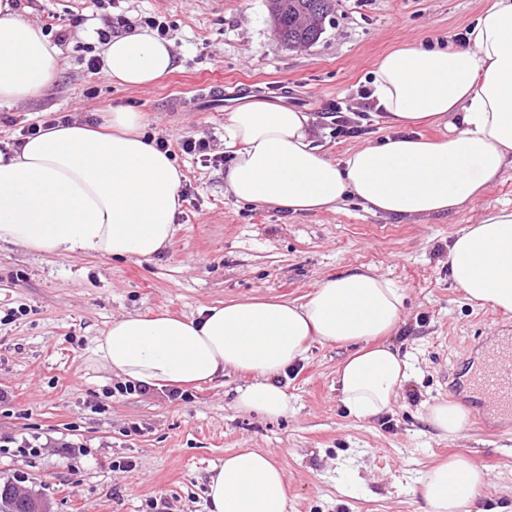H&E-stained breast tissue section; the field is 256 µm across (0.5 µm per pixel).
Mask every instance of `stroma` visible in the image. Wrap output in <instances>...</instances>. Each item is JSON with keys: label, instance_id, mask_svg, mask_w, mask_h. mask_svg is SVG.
Wrapping results in <instances>:
<instances>
[{"label": "stroma", "instance_id": "35a3bbf8", "mask_svg": "<svg viewBox=\"0 0 512 512\" xmlns=\"http://www.w3.org/2000/svg\"><path fill=\"white\" fill-rule=\"evenodd\" d=\"M494 0H335L320 39L291 50L274 34L267 0H31L22 16L56 36L81 17L59 51L54 85L34 100L0 104V146L23 127L69 116L94 127L117 107L139 112L146 133L176 140L208 136L224 151L232 101L178 111L199 83L254 89L260 100L308 112L313 139L339 160L389 133L374 118L355 138L332 134L324 106L357 111L359 86L376 59L403 40L448 42ZM132 27L167 22L174 71L133 88L87 71L101 54L97 31L109 16ZM182 211L172 244L149 260L56 257L0 245V485L32 493L49 512H207L209 469L228 453H273L288 483V512H423L422 473L463 453L487 480L470 512H512V427L482 425L466 388L492 337L512 336V313L466 300L448 273V246L488 211L512 206V168L469 208L403 220L349 202L333 211L290 214L240 202L224 169L181 152ZM370 269L405 294L399 329L388 339L410 365L389 411L357 417L336 384L348 345L311 342L281 378L294 407L269 420L237 411L235 373L195 388L187 400L165 388L122 392L120 378L93 366L91 350L113 319L134 313L198 316L235 297L301 299L325 279ZM449 401L468 422L453 439L426 420ZM39 437L37 454L7 440Z\"/></svg>", "mask_w": 512, "mask_h": 512}]
</instances>
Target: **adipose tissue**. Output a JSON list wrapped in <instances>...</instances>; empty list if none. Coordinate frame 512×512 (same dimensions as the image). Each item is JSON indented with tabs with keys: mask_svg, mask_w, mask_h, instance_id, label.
Returning <instances> with one entry per match:
<instances>
[{
	"mask_svg": "<svg viewBox=\"0 0 512 512\" xmlns=\"http://www.w3.org/2000/svg\"><path fill=\"white\" fill-rule=\"evenodd\" d=\"M104 74L147 87L173 65L171 45L145 32L112 37ZM61 67L58 49L0 0V104L44 94ZM370 88L390 133L380 143L328 158L312 139L311 118L268 102L224 116V172L239 201L293 214L333 210L355 199L366 211L427 218L472 205L512 167V0H494L463 46L407 40L383 55ZM459 128L436 140L424 124ZM183 173L146 136L141 116L115 109L100 128L75 121L43 129L0 151V242L40 254L152 258L176 232ZM448 270L466 298L512 312V208L487 212L448 247ZM404 292L372 270L324 280L302 303L254 296L204 308L198 317L128 314L96 340L98 367L151 387L197 386L227 371L250 374L234 406L287 416L279 379L311 340L355 345L337 371L342 401L359 417L389 410L408 364L382 344L401 322ZM486 482L469 456L426 470L418 493L425 512H467ZM209 512H286L288 483L271 452L245 448L211 469Z\"/></svg>",
	"mask_w": 512,
	"mask_h": 512,
	"instance_id": "1",
	"label": "adipose tissue"
}]
</instances>
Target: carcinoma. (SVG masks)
Instances as JSON below:
<instances>
[{"label":"carcinoma","instance_id":"cac0c4a2","mask_svg":"<svg viewBox=\"0 0 512 512\" xmlns=\"http://www.w3.org/2000/svg\"><path fill=\"white\" fill-rule=\"evenodd\" d=\"M332 10L333 0H281L275 12L277 37L286 46L311 45L324 32ZM0 512H25L9 485L0 486Z\"/></svg>","mask_w":512,"mask_h":512}]
</instances>
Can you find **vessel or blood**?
<instances>
[{
    "label": "vessel or blood",
    "instance_id": "obj_1",
    "mask_svg": "<svg viewBox=\"0 0 512 512\" xmlns=\"http://www.w3.org/2000/svg\"><path fill=\"white\" fill-rule=\"evenodd\" d=\"M471 384L490 400L495 415L512 419V339L488 351Z\"/></svg>",
    "mask_w": 512,
    "mask_h": 512
}]
</instances>
